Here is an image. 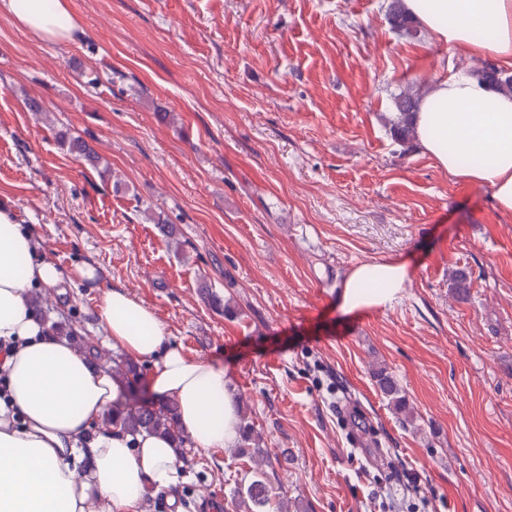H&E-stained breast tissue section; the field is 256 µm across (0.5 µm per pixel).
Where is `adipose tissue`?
<instances>
[{"instance_id": "1", "label": "adipose tissue", "mask_w": 512, "mask_h": 512, "mask_svg": "<svg viewBox=\"0 0 512 512\" xmlns=\"http://www.w3.org/2000/svg\"><path fill=\"white\" fill-rule=\"evenodd\" d=\"M33 34L69 38L68 0H0ZM436 41L512 68V0H404ZM422 151L449 175L488 186L512 213V94L474 76L434 81L413 116ZM410 282L405 262H362L338 294L342 312L394 306ZM66 277L9 207L0 208V512H143L147 498L179 482L167 435L131 436L100 423L124 391L110 368L51 335L32 313L29 290ZM100 326L114 354L149 364L148 386L174 402L175 432L208 451L237 443L240 418L223 365L189 359L157 314L119 287L105 290Z\"/></svg>"}]
</instances>
